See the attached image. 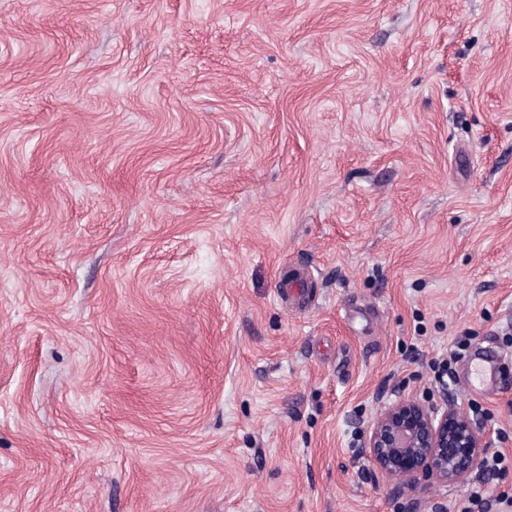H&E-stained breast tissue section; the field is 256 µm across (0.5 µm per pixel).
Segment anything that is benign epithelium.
<instances>
[{
    "label": "benign epithelium",
    "instance_id": "1",
    "mask_svg": "<svg viewBox=\"0 0 512 512\" xmlns=\"http://www.w3.org/2000/svg\"><path fill=\"white\" fill-rule=\"evenodd\" d=\"M488 443L489 431L471 408L455 400L422 401L402 391L362 432L372 465L417 497L480 470Z\"/></svg>",
    "mask_w": 512,
    "mask_h": 512
}]
</instances>
